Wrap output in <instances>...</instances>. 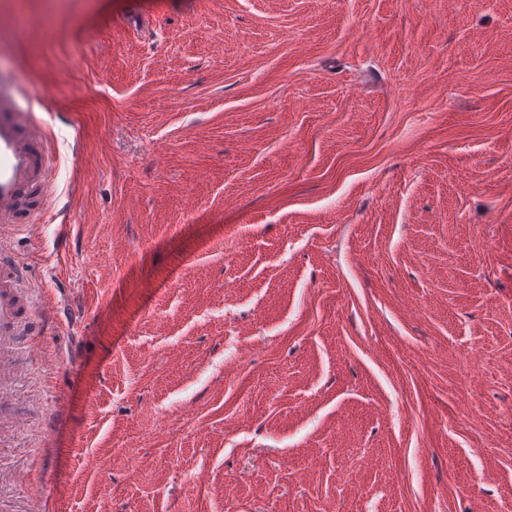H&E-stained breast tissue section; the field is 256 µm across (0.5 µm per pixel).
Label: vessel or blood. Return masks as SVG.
Segmentation results:
<instances>
[{
  "mask_svg": "<svg viewBox=\"0 0 512 512\" xmlns=\"http://www.w3.org/2000/svg\"><path fill=\"white\" fill-rule=\"evenodd\" d=\"M53 165L47 139L19 107L14 95L0 91V224L26 228L33 213L24 205L28 192L51 200ZM11 239L0 233V368L24 334L30 311L19 302L20 274L9 260Z\"/></svg>",
  "mask_w": 512,
  "mask_h": 512,
  "instance_id": "vessel-or-blood-1",
  "label": "vessel or blood"
}]
</instances>
